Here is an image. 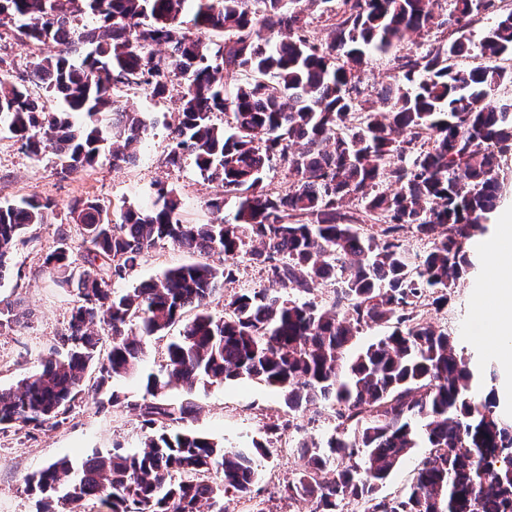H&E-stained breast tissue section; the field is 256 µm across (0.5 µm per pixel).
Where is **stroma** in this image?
I'll return each instance as SVG.
<instances>
[{"label":"stroma","mask_w":512,"mask_h":512,"mask_svg":"<svg viewBox=\"0 0 512 512\" xmlns=\"http://www.w3.org/2000/svg\"><path fill=\"white\" fill-rule=\"evenodd\" d=\"M54 44L21 46L11 36L0 37V68L13 76L30 72L33 56L50 55ZM180 105L177 94L167 98L152 97L141 90L128 98L130 109L145 113L150 127L138 146L137 161L116 166L110 149H103L96 162L69 176H62L52 152L33 157L23 150L7 131H0V203L17 202L37 196L54 204L51 223L30 226L17 240L11 267L0 279V302L11 303L22 318L20 322L0 326V388L10 387L38 372L41 360L50 348L60 346L74 304L73 289L64 288L42 268L44 255L59 241H67L71 259L82 263L83 249L79 229L68 214L74 200L91 197L104 209L125 202L147 210L154 203L156 183L175 187L191 220L210 222L212 213L206 202L219 194L217 184L204 181L193 160L180 166L167 165L168 124L173 123ZM193 257L170 243L151 249L125 279L114 282L115 291L123 292L156 277L166 269L192 262ZM235 279L214 296L209 305L217 316L224 313V299L234 293L267 287L259 267L238 257ZM487 277L486 264L459 283L448 306L438 309L424 303V318L436 328L447 331L457 350L474 362L494 364L500 382L481 380L474 387L475 400H484L489 390L505 392V377L512 374V352L492 350L483 334L486 310L474 304L476 294ZM166 339L151 340L135 376L113 380L112 388L125 399V407L94 406L76 402L67 423L53 430L8 427L0 430V512H36L35 500L25 489L28 475L62 457L81 459L95 451L111 450L113 445L134 451L140 448L146 432L127 404L140 401L144 394L142 377L158 371L166 350ZM195 400L200 412L192 428L210 435L228 448H249L259 442L267 449L261 457L259 480L254 501L226 497V512H252L253 502H260L264 512H311L308 501L284 498L282 489L295 478L298 468L297 446L301 441L325 442L337 431L335 409L329 405L310 406L297 412L296 425L285 428L288 417L281 395L273 388L255 381H236L198 386Z\"/></svg>","instance_id":"obj_1"}]
</instances>
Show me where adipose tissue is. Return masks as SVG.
I'll use <instances>...</instances> for the list:
<instances>
[{"instance_id":"ef3b65f1","label":"adipose tissue","mask_w":512,"mask_h":512,"mask_svg":"<svg viewBox=\"0 0 512 512\" xmlns=\"http://www.w3.org/2000/svg\"><path fill=\"white\" fill-rule=\"evenodd\" d=\"M483 251L491 262L488 288L493 300L485 333L495 345L506 346L512 344V212L500 216L498 230L484 241Z\"/></svg>"}]
</instances>
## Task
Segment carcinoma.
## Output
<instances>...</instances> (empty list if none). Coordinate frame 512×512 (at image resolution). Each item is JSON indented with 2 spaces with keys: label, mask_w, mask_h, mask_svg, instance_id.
Listing matches in <instances>:
<instances>
[{
  "label": "carcinoma",
  "mask_w": 512,
  "mask_h": 512,
  "mask_svg": "<svg viewBox=\"0 0 512 512\" xmlns=\"http://www.w3.org/2000/svg\"><path fill=\"white\" fill-rule=\"evenodd\" d=\"M0 0V27L23 46L52 41L29 80L0 76V123L33 156L52 150L59 173L84 169L111 141L116 165L132 164L149 123L127 111L118 92L140 86L156 97L184 79L166 163L184 157L224 192L206 202L231 215L191 224L176 188L156 184L150 210L127 202L104 215L94 199L73 201L85 264L72 267L65 244L49 251L46 272L77 290L61 342L41 372L0 389V425L56 429L75 401L121 404L113 379L139 369L145 345L177 326L165 365L147 376L141 401L126 408L148 430L133 452L116 447L77 464L49 463L25 480L36 512H224L228 493L247 496L257 480L254 452L226 448L189 428L200 383L257 380L278 389L288 413L332 402L337 428L326 444L300 445L290 500L336 512L353 500L362 512H512V418L495 392L469 398L479 379L447 332L418 313L435 295L444 306L476 264L469 244L512 196V9L503 0H337L330 32L317 38L306 19L332 0ZM102 21L64 30L68 15ZM497 14L470 55L477 17ZM447 27L457 37L398 58L394 80L368 106L359 67L411 34ZM224 33L211 45L200 38ZM243 81L229 86L224 75ZM280 156L290 185L266 183ZM50 199L0 204V278L18 238L47 224ZM427 242L414 255L409 239ZM233 259L243 253L283 292L260 288L209 300L235 276L234 265L169 268L123 293L112 283L157 243ZM335 282L331 304L298 302ZM385 333L349 356L360 328ZM108 332V349L97 328ZM179 385L176 400L169 388ZM426 457L410 490L395 498L380 485L419 447Z\"/></svg>",
  "instance_id": "carcinoma-1"
}]
</instances>
